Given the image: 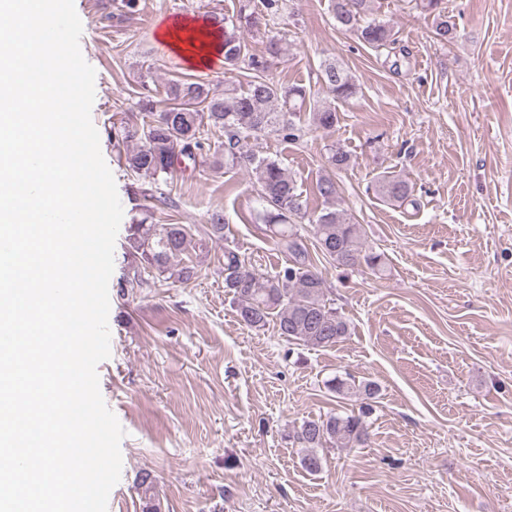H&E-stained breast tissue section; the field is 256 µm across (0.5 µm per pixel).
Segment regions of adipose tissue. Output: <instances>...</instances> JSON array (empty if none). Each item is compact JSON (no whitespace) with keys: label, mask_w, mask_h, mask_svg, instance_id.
Listing matches in <instances>:
<instances>
[{"label":"adipose tissue","mask_w":512,"mask_h":512,"mask_svg":"<svg viewBox=\"0 0 512 512\" xmlns=\"http://www.w3.org/2000/svg\"><path fill=\"white\" fill-rule=\"evenodd\" d=\"M160 36L193 69L212 67L223 51L221 32L196 18L165 26Z\"/></svg>","instance_id":"obj_1"}]
</instances>
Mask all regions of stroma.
<instances>
[{
	"label": "stroma",
	"instance_id": "35a3bbf8",
	"mask_svg": "<svg viewBox=\"0 0 512 512\" xmlns=\"http://www.w3.org/2000/svg\"><path fill=\"white\" fill-rule=\"evenodd\" d=\"M74 3L81 52L96 71L91 118L124 211L109 281L110 356L97 367L126 432L107 512H145V471L156 478L159 512H512V0H442L457 25L451 45L435 39V17L416 0H374L397 38L379 51L337 28L329 0H285L247 33L256 54L267 36L287 42L273 67L283 84L316 87L321 61L333 59L360 86L338 105L333 131L253 144L295 174L312 210L327 144L352 155L338 176L340 207L387 271L319 261L350 324L326 349L240 322L217 273L225 247L267 275L288 256L257 218L247 174L213 167L209 153L194 172L169 176L170 203L153 221L202 230L220 210L223 238L209 240L188 285H126L129 226L154 184L126 171L107 135L139 120L117 104L143 91L165 97L177 79L218 93L246 84L248 70H194L155 41L171 13L229 16L240 0H140L133 15L120 0ZM385 171L406 178L412 196L380 201L372 186ZM345 374L380 386L369 442L324 448L321 472L307 473L293 429L358 410L326 386Z\"/></svg>",
	"mask_w": 512,
	"mask_h": 512
}]
</instances>
